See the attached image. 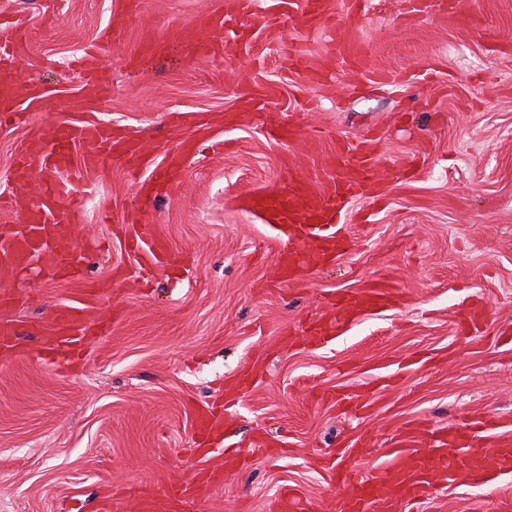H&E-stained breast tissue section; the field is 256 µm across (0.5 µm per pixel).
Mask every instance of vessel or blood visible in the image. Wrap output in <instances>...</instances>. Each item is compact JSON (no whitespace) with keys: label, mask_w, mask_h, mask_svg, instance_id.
Returning a JSON list of instances; mask_svg holds the SVG:
<instances>
[{"label":"vessel or blood","mask_w":512,"mask_h":512,"mask_svg":"<svg viewBox=\"0 0 512 512\" xmlns=\"http://www.w3.org/2000/svg\"><path fill=\"white\" fill-rule=\"evenodd\" d=\"M14 27L17 38L0 46V53L11 59L22 57L25 52L26 18H17ZM100 57V51L87 49L77 60L87 86L93 90L104 80ZM31 92L28 85L0 84V112H12L18 98ZM80 145L86 146L87 151L78 161L73 150ZM191 149V143L185 140L180 148H165L160 155L144 157L136 154L134 140L113 139L110 129L87 121L54 127L50 139L32 140L16 158L13 179L22 187L38 182L40 201L28 215V231H18L12 225L0 227V307L6 309L13 305L15 296L7 284L27 276L30 258L44 230H51L54 236L49 263L55 273L72 280L82 278L88 253L77 249L71 221L77 211V188L91 185V175L99 165L101 153H129V173L149 171V182L141 188L142 197L148 200L156 191L174 189V175L184 154ZM375 177V159L363 154L348 166L337 167L335 178L322 187L308 185L303 191L292 189L285 194L268 188L254 189L238 196L237 206L259 220L272 223L288 250L287 259L279 263V272L283 278L295 281L305 269L302 255L318 249L332 251L343 242L344 226L337 218L349 198L360 195ZM135 240L143 247L141 258L145 263L159 266L172 262V254L156 237L152 225H139ZM391 297V285L376 280L345 295L344 300L348 306L360 308L388 304ZM87 330L88 318L83 308L58 306L49 329L41 337V349L45 352L64 349L80 355ZM486 429L502 431L503 436L495 446L484 445L482 432ZM454 438L465 444L466 451L451 460L445 453L446 439L440 438L426 423L406 428L389 452V476L385 479L364 477L357 462L346 463L331 476L333 482L345 488L341 512H424L422 504L430 486L451 483L459 475L470 474V462L478 457L493 459L502 478L512 477L511 421L494 418L480 426L466 422L455 428ZM196 498L190 485L174 482L162 503H155L151 496H141L140 512H189Z\"/></svg>","instance_id":"obj_1"}]
</instances>
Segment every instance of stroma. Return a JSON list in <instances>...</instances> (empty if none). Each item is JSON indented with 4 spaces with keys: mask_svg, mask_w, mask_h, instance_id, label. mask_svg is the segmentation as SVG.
I'll use <instances>...</instances> for the list:
<instances>
[{
    "mask_svg": "<svg viewBox=\"0 0 512 512\" xmlns=\"http://www.w3.org/2000/svg\"><path fill=\"white\" fill-rule=\"evenodd\" d=\"M128 2L0 0V45L14 37L10 13L28 14L31 47L11 69L41 92L0 122V196L22 201L5 222L24 224L39 200L12 180L38 129L86 120L145 147L194 141L178 191L145 208L124 159L106 154L75 221L76 244L102 245L85 279L53 275L39 255L12 283L20 346L0 351V512H96L111 485L159 496L198 481L201 408L228 425L214 456L231 446L244 458L201 483L198 512H269L287 485L310 512H334L342 492L323 467L343 465L360 438L362 472L378 474L411 422L512 418V0H458L465 20L448 25L416 16L443 0H365L356 17L351 0H333L321 29L301 25L305 0H251L253 23L217 35L194 22L224 0H138L131 19ZM351 32L364 65L336 55V35ZM146 33L161 56L140 54ZM211 41L218 54L197 52ZM101 45L106 88L91 97L73 61ZM379 72L400 74L398 87L378 86ZM361 145L381 185L353 203L348 248L300 283L278 282L284 243L236 198L292 176L328 181L324 157ZM137 224L154 225L182 264L145 270L124 235ZM374 278L393 285L391 307L308 343L329 299ZM61 304L97 324L79 368L40 352ZM471 307L486 311L475 332L458 326ZM503 493L461 477L431 490L427 512H497Z\"/></svg>",
    "mask_w": 512,
    "mask_h": 512,
    "instance_id": "1",
    "label": "stroma"
}]
</instances>
